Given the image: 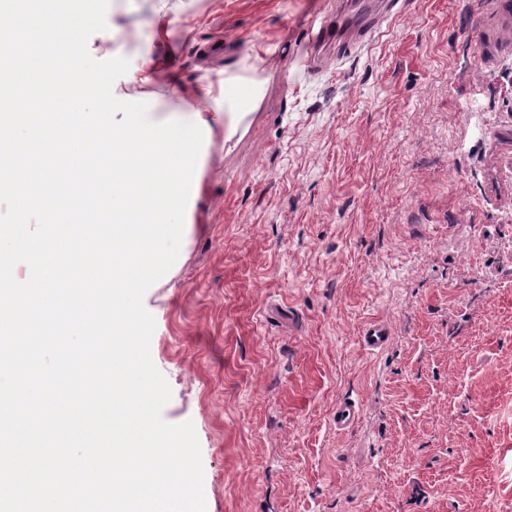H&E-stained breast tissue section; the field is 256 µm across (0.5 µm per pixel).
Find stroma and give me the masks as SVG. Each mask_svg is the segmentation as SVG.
Here are the masks:
<instances>
[{
  "label": "stroma",
  "mask_w": 512,
  "mask_h": 512,
  "mask_svg": "<svg viewBox=\"0 0 512 512\" xmlns=\"http://www.w3.org/2000/svg\"><path fill=\"white\" fill-rule=\"evenodd\" d=\"M340 2L110 0L88 40L206 122L143 299L161 416L207 512H512V0H358L380 27L308 68Z\"/></svg>",
  "instance_id": "35a3bbf8"
}]
</instances>
